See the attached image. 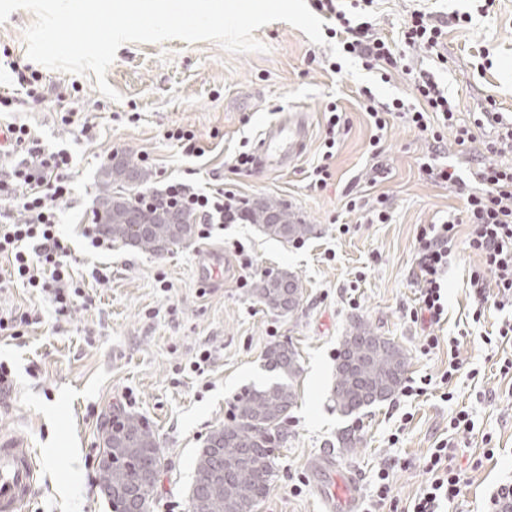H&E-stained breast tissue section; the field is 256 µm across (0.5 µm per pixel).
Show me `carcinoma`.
<instances>
[{
    "mask_svg": "<svg viewBox=\"0 0 512 512\" xmlns=\"http://www.w3.org/2000/svg\"><path fill=\"white\" fill-rule=\"evenodd\" d=\"M149 172L125 160H114L100 173L97 220L106 237L144 252L161 254L189 242L196 219L186 210L143 209L121 189L144 183ZM246 220L268 237L287 243L305 239L309 224L295 219L277 199L263 198L247 210ZM254 294L268 309L291 315L300 305V279L288 270L261 278ZM266 370L276 381L247 388L237 396L231 419L211 432L196 458L193 497L204 512H256L269 495L276 476L275 450L286 443L283 424L297 404L294 382L302 365L288 344L271 345L264 355ZM409 366L407 353L392 339L357 319L336 349L331 401L345 417L391 399L401 388ZM112 463L100 469L101 485L112 487L114 512H131L137 503L125 493L135 488L147 500L157 471L159 445L147 422L134 414L112 417V441H103Z\"/></svg>",
    "mask_w": 512,
    "mask_h": 512,
    "instance_id": "carcinoma-1",
    "label": "carcinoma"
}]
</instances>
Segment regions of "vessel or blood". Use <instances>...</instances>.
<instances>
[{
    "label": "vessel or blood",
    "mask_w": 512,
    "mask_h": 512,
    "mask_svg": "<svg viewBox=\"0 0 512 512\" xmlns=\"http://www.w3.org/2000/svg\"><path fill=\"white\" fill-rule=\"evenodd\" d=\"M310 137L306 114L289 113L287 119L266 128L254 161L267 169L284 170L301 154ZM33 482L31 451L18 440L0 443V512H22Z\"/></svg>",
    "instance_id": "1"
}]
</instances>
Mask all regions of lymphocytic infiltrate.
<instances>
[{
  "instance_id": "1",
  "label": "lymphocytic infiltrate",
  "mask_w": 512,
  "mask_h": 512,
  "mask_svg": "<svg viewBox=\"0 0 512 512\" xmlns=\"http://www.w3.org/2000/svg\"><path fill=\"white\" fill-rule=\"evenodd\" d=\"M374 0H314L316 10L331 26L330 37L336 38L344 54L361 61L370 71L388 79L392 69L402 64L391 43L373 33L370 22L348 17V9L370 8ZM444 35L441 24L432 15L413 11L401 32L405 48L436 52ZM413 101L379 99L371 88L362 91L361 109L368 115L375 134L370 142L373 152H380L382 133L391 118L430 133L433 146L442 139L434 131V122L455 126L458 145L474 142L475 136L465 125H456V106L429 72L413 78ZM323 152L313 167V188H325L332 178L331 163L336 139L349 121L336 103L326 107ZM7 154L16 158L10 169H0V257L7 259L9 276L24 287L34 289L54 306L58 316H69L85 292L75 278L69 260L70 250L58 231V206L71 193L69 170L72 158L66 150L46 151L39 137L24 124H9L4 132ZM472 186L460 214L440 224L422 226L417 234L416 261L419 269L418 306L412 318L431 324L441 323L445 315L443 277L448 258L457 246L476 254L481 264L470 274L469 284L478 303L493 301L497 310L512 308V167L477 163L470 171ZM139 206H164L191 212L196 218L197 235L206 239L217 224H233L246 211L244 201L230 191L200 193L182 181L170 182L156 194L146 192L136 198ZM467 226L459 235V226ZM451 438L440 440L425 460L426 484L412 502L410 512H448L465 484L463 470L454 468L457 453L456 434L475 428L471 413L456 412L449 422Z\"/></svg>"
}]
</instances>
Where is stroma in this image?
I'll list each match as a JSON object with an SVG mask.
<instances>
[{"mask_svg":"<svg viewBox=\"0 0 512 512\" xmlns=\"http://www.w3.org/2000/svg\"><path fill=\"white\" fill-rule=\"evenodd\" d=\"M376 0L373 22L392 37L413 10L448 16L441 65L409 51L414 68L431 71L448 89L459 121L494 103L512 118V0ZM470 14V22L455 23ZM31 11L13 12L0 24V57L9 56L18 73H0V99L11 101L6 118L35 130L46 149L73 156L72 194L60 207L59 230L71 250L75 272L85 275L90 304H78L66 318L21 283L9 282V264L0 258V316L29 312L33 322L20 337L0 335V362L11 376L0 391V437L17 435L31 446L37 474L23 512H112L99 490L97 460L104 422L116 411L144 417L153 429L166 468L154 490L151 512H189L195 460L212 430L231 417L243 388L272 380L264 367L270 344H292L303 373L295 383L297 405L284 426L287 444L278 449L277 478L258 512H324L314 488V463L332 451L336 476L353 480L358 497L369 495L376 472L392 465L390 496L399 512L427 480L423 462L447 437L451 417L469 410L475 428L458 435L463 454L456 462L467 477L453 512H485L501 482L512 479V375L499 360L512 345L485 344L502 315L487 311L474 320L467 281L479 258L456 250L448 258L446 321L420 324L410 317L419 282L416 236L425 224H438L464 208V193L431 182L421 164L431 139L399 120H391L380 161L387 172L371 183L372 129L358 106L361 82L331 73L330 46L312 43L297 28L272 22L254 32L262 53L235 54L219 43L122 45L106 73L121 96L104 97L94 73L66 74L27 56L26 30ZM39 74L44 94L29 98L18 75ZM337 102L350 129L336 145L333 177L326 189L310 185L308 173L322 152L323 111ZM75 112L74 125L62 124L61 108ZM307 113L310 137L297 161L284 171L231 172L240 149L255 151L259 135L288 112ZM93 128L92 138L80 132ZM193 131L202 157L182 153L171 132ZM149 170L144 189L158 192L181 180L204 192L227 189L247 202L274 198L287 205L312 233L302 241L270 239L258 225L241 221L214 227L207 239L193 238L162 255L116 243L96 252L81 235L95 220L97 179L113 157ZM353 197L375 204L385 198L391 219L369 223L347 212ZM241 243L252 268H243L233 245ZM224 256L223 277L204 284L197 276L198 251ZM109 266L108 280L91 279L93 267ZM294 272L304 297L290 316H277L252 293L256 282L279 269ZM410 353L408 380L429 377L420 396H394L360 414L345 417L330 399L336 349L354 319ZM437 348L423 350L427 336ZM459 337L461 370L450 383L448 337ZM211 359L203 371L191 363L200 350ZM453 392L445 401L443 392ZM357 429L359 447L337 445L341 431ZM495 456L485 459L486 447Z\"/></svg>","mask_w":512,"mask_h":512,"instance_id":"stroma-1","label":"stroma"}]
</instances>
